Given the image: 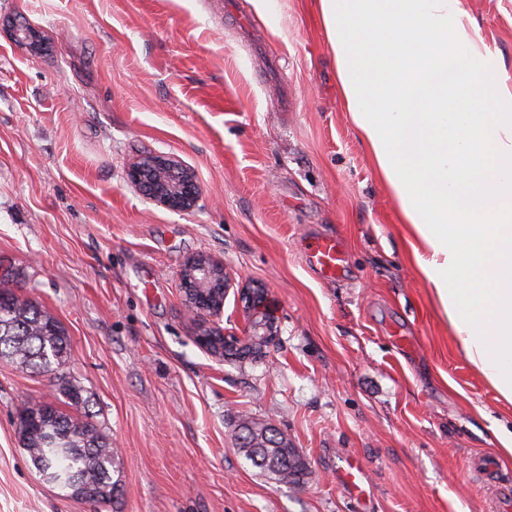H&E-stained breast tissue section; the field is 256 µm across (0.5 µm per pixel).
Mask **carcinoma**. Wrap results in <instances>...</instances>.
<instances>
[{
  "mask_svg": "<svg viewBox=\"0 0 512 512\" xmlns=\"http://www.w3.org/2000/svg\"><path fill=\"white\" fill-rule=\"evenodd\" d=\"M69 356V340L59 320L36 304L0 289V359L22 369L61 368ZM59 390L72 409L68 414L53 402L38 401L21 411L18 441L33 466L73 495L88 501L112 502L116 462L108 435L90 414V396L75 379L58 377ZM239 448L252 464L279 482L298 483L307 467L283 432L270 425L245 421L238 428Z\"/></svg>",
  "mask_w": 512,
  "mask_h": 512,
  "instance_id": "cac0c4a2",
  "label": "carcinoma"
}]
</instances>
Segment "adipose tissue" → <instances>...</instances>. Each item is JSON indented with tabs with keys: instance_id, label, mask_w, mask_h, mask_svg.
Instances as JSON below:
<instances>
[{
	"instance_id": "adipose-tissue-1",
	"label": "adipose tissue",
	"mask_w": 512,
	"mask_h": 512,
	"mask_svg": "<svg viewBox=\"0 0 512 512\" xmlns=\"http://www.w3.org/2000/svg\"><path fill=\"white\" fill-rule=\"evenodd\" d=\"M344 103L465 358L512 403V76L460 0H316Z\"/></svg>"
}]
</instances>
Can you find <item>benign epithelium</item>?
I'll return each instance as SVG.
<instances>
[{"label": "benign epithelium", "instance_id": "7a95c632", "mask_svg": "<svg viewBox=\"0 0 512 512\" xmlns=\"http://www.w3.org/2000/svg\"><path fill=\"white\" fill-rule=\"evenodd\" d=\"M127 180L159 200L171 210H184L196 199L194 176L182 171L168 158L161 155H145L128 168ZM218 288L228 289L231 281L223 275L222 269L209 265V260L198 255L189 259L181 272V281L196 316H216L223 310L224 303L216 302L207 294L201 293L199 278ZM238 295L246 300L247 313L250 316V336L272 339L277 335L276 321L266 316L264 299L265 289L260 285H244Z\"/></svg>", "mask_w": 512, "mask_h": 512}]
</instances>
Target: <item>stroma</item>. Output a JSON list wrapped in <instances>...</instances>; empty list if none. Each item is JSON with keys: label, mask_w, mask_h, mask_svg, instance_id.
Segmentation results:
<instances>
[{"label": "stroma", "mask_w": 512, "mask_h": 512, "mask_svg": "<svg viewBox=\"0 0 512 512\" xmlns=\"http://www.w3.org/2000/svg\"><path fill=\"white\" fill-rule=\"evenodd\" d=\"M512 74V0H460ZM46 39L30 54L14 38ZM190 169L173 211L128 182L141 155ZM334 236L344 276L305 259ZM400 208L336 83L314 0H0V285L64 326L120 470L113 502L65 495L15 433L61 402L54 373L0 360V512H497L512 404L456 348L409 260ZM205 254L258 282L278 322L221 357L181 285ZM229 291L217 326L247 336ZM287 435L308 473L280 483L241 452V419ZM367 477L357 499L345 459Z\"/></svg>", "instance_id": "obj_1"}]
</instances>
